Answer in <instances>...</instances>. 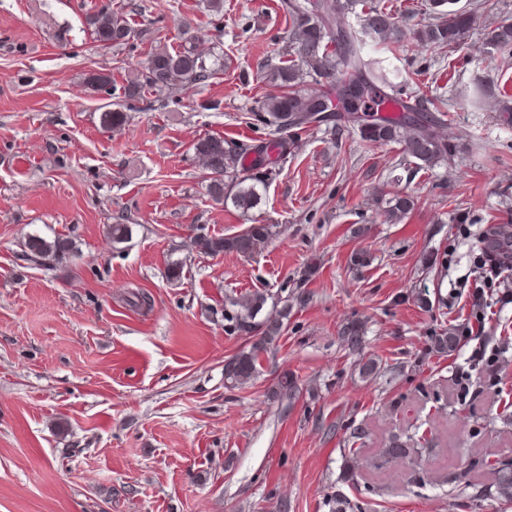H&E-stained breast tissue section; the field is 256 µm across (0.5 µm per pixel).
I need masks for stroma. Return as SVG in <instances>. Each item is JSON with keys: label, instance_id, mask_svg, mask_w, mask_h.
I'll list each match as a JSON object with an SVG mask.
<instances>
[{"label": "stroma", "instance_id": "stroma-1", "mask_svg": "<svg viewBox=\"0 0 512 512\" xmlns=\"http://www.w3.org/2000/svg\"><path fill=\"white\" fill-rule=\"evenodd\" d=\"M124 12L129 45L97 50L84 17L103 4ZM475 9L455 56L406 39L390 61L448 101L452 153L420 169L398 144L314 128L303 134L254 214L281 232L260 254L190 250L196 228L231 235L247 225L212 200L192 145L208 135L264 139L251 113L271 87L263 74L288 61L280 0H0V512H512L497 472L473 457L512 462V271L488 280L476 237L512 225V53L485 35L512 20V0H458ZM224 52V69L192 91L151 95V109L113 100L93 82L125 85L158 46ZM482 85L478 107L462 90ZM128 119L110 131L101 108ZM415 199L386 219L391 192ZM466 223H458V214ZM130 225L113 248L108 225ZM69 237L74 256L45 269L22 261L27 233ZM187 254L167 278L172 247ZM374 260L362 270L353 253ZM447 254L441 279L422 257ZM318 267L308 281V264ZM302 291L288 329L242 388L224 385L240 339L224 333V295L281 285ZM437 291L426 312L415 289ZM496 377L472 345L424 356L430 331L472 320ZM150 308L133 306L134 294ZM367 328L361 377L340 327ZM287 372L299 390L271 400ZM470 378L459 399L453 379ZM425 440L416 457L370 466L342 481L352 453L376 458L391 436Z\"/></svg>", "mask_w": 512, "mask_h": 512}]
</instances>
